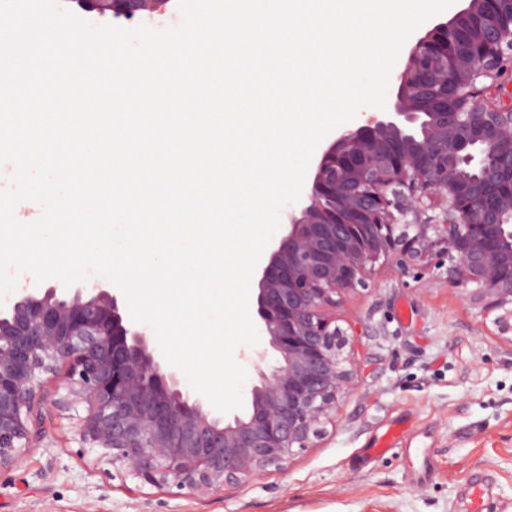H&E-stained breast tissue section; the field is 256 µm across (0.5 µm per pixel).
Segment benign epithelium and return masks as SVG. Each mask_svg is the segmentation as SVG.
Returning <instances> with one entry per match:
<instances>
[{
	"label": "benign epithelium",
	"instance_id": "1",
	"mask_svg": "<svg viewBox=\"0 0 512 512\" xmlns=\"http://www.w3.org/2000/svg\"><path fill=\"white\" fill-rule=\"evenodd\" d=\"M419 35L386 108L336 133L254 270L256 381L247 412L217 417L94 283L23 288L0 306V471L39 438L42 379L66 368L83 447L154 487L193 493L286 471L336 417L360 338L336 297L380 260L427 257L501 334H512V0H461ZM132 21L168 0H76ZM444 200L430 214L435 198Z\"/></svg>",
	"mask_w": 512,
	"mask_h": 512
}]
</instances>
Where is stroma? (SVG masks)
Returning a JSON list of instances; mask_svg holds the SVG:
<instances>
[{
	"label": "stroma",
	"mask_w": 512,
	"mask_h": 512,
	"mask_svg": "<svg viewBox=\"0 0 512 512\" xmlns=\"http://www.w3.org/2000/svg\"><path fill=\"white\" fill-rule=\"evenodd\" d=\"M338 325L361 326V366L318 447L236 489L197 495L140 484L81 447L64 373L44 378L42 438L0 471V512H469L466 481H491L512 512V345L439 270L376 266L340 297ZM397 448L372 439L396 423ZM435 473L424 477L415 449Z\"/></svg>",
	"instance_id": "obj_1"
}]
</instances>
